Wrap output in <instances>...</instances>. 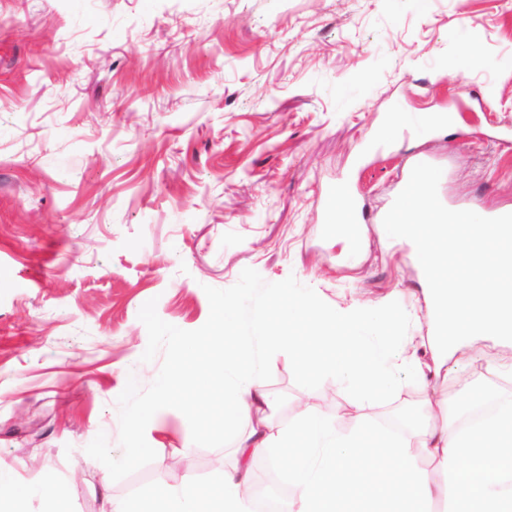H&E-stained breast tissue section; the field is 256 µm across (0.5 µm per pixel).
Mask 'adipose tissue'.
Listing matches in <instances>:
<instances>
[{
    "label": "adipose tissue",
    "mask_w": 512,
    "mask_h": 512,
    "mask_svg": "<svg viewBox=\"0 0 512 512\" xmlns=\"http://www.w3.org/2000/svg\"><path fill=\"white\" fill-rule=\"evenodd\" d=\"M409 343L389 302L328 308L300 288L270 289L253 306L235 296L218 300L211 328L179 344L152 400L129 411L127 453H143L140 439L175 401L196 435H231L237 446L209 483L187 479L149 493L141 512H254L243 487L257 457L285 472L290 512H433L438 502L446 512H512L511 399L485 392L461 403L438 400L400 432L357 415L345 427L312 406L288 424L270 422L267 349L285 353L301 378L333 380L366 406L394 393L400 375L425 383L426 367ZM423 457L434 471L420 465ZM55 482L51 468L29 485L0 468V512H25Z\"/></svg>",
    "instance_id": "ef3b65f1"
}]
</instances>
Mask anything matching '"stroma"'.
Listing matches in <instances>:
<instances>
[{
	"mask_svg": "<svg viewBox=\"0 0 512 512\" xmlns=\"http://www.w3.org/2000/svg\"><path fill=\"white\" fill-rule=\"evenodd\" d=\"M452 103V131L373 146L389 113ZM415 160L441 168L445 207L512 212V0H0V465L58 475L26 512H119L176 483L178 458L214 475L233 442L196 437L180 406L133 461L124 420L215 297L388 298L433 341L415 246L381 223ZM343 183L366 230L355 261L329 222ZM268 355L285 424L329 387ZM421 358L430 387L404 380L371 423L431 397H512V341ZM329 389L328 415L353 408Z\"/></svg>",
	"mask_w": 512,
	"mask_h": 512,
	"instance_id": "stroma-1",
	"label": "stroma"
}]
</instances>
